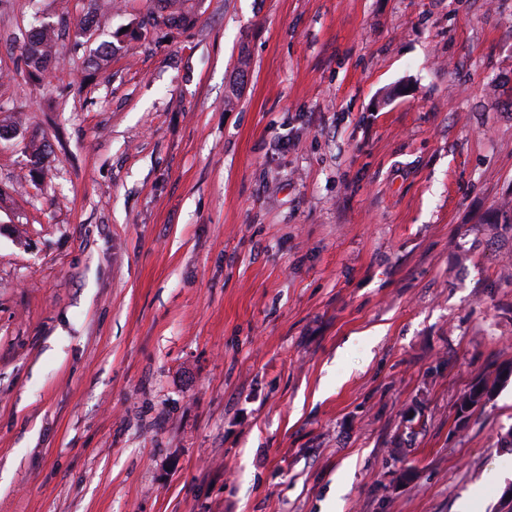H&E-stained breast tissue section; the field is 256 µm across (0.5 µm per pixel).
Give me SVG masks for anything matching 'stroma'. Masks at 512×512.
Here are the masks:
<instances>
[{
  "label": "stroma",
  "instance_id": "1",
  "mask_svg": "<svg viewBox=\"0 0 512 512\" xmlns=\"http://www.w3.org/2000/svg\"><path fill=\"white\" fill-rule=\"evenodd\" d=\"M87 3L0 0V512H512V0H112L29 80ZM190 0H154L146 13L140 20L133 23L129 34L130 39L141 36L144 31L149 29L150 21L161 20L166 28H180L189 25L194 18L192 6H188ZM135 24V25H134ZM67 25L55 27L39 23L31 28L23 43L28 73L34 78L47 74L49 66L57 61L55 58L59 40L66 34Z\"/></svg>",
  "mask_w": 512,
  "mask_h": 512
}]
</instances>
